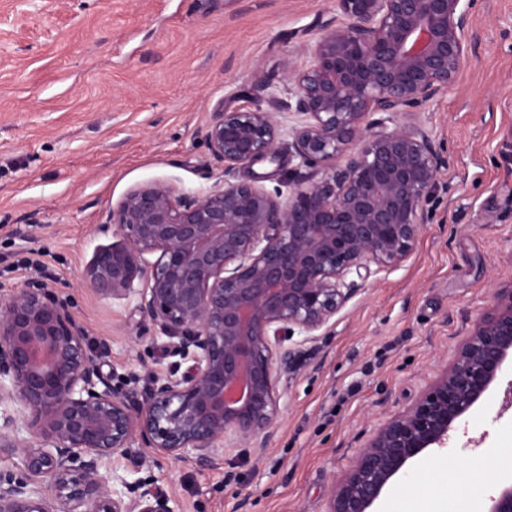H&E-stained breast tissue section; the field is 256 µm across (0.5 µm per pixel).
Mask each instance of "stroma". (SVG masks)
<instances>
[{
    "instance_id": "1",
    "label": "stroma",
    "mask_w": 512,
    "mask_h": 512,
    "mask_svg": "<svg viewBox=\"0 0 512 512\" xmlns=\"http://www.w3.org/2000/svg\"><path fill=\"white\" fill-rule=\"evenodd\" d=\"M336 15V0H0V286L53 284L103 367L143 392L175 363L172 341L136 309L86 288L106 218L132 187L165 181L200 195L222 165L213 113L259 81L284 92L287 66ZM476 37L455 85L420 114L447 160L421 234L401 263L372 267L330 327L277 384L266 448L224 451L200 469L136 446L115 474L167 496L174 512H329L331 489L393 416L449 370L494 294L512 288V0H474ZM238 177L278 186L297 166ZM512 365L457 422L448 444L406 468L377 512H417L447 477L463 512H486L512 470Z\"/></svg>"
}]
</instances>
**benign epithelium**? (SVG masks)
Here are the masks:
<instances>
[{
  "mask_svg": "<svg viewBox=\"0 0 512 512\" xmlns=\"http://www.w3.org/2000/svg\"><path fill=\"white\" fill-rule=\"evenodd\" d=\"M471 0H336L310 61L288 66L286 96L254 95L215 113L206 140L224 163L201 196L156 181L130 189L107 216L84 285L137 298L140 313L192 362L152 374L142 396L102 370L108 341L89 347L49 284L0 290V512H173L146 489L112 488L114 459L140 443L210 468L234 439L263 448L291 365L281 343L310 339L355 292L351 274L396 265L426 221L445 157L418 119L467 61ZM310 176L289 192L237 178L275 162L282 120ZM512 358V289L496 293L449 370L388 421L335 482L329 512H372L412 460L448 432ZM487 512H512V481Z\"/></svg>",
  "mask_w": 512,
  "mask_h": 512,
  "instance_id": "7a95c632",
  "label": "benign epithelium"
}]
</instances>
